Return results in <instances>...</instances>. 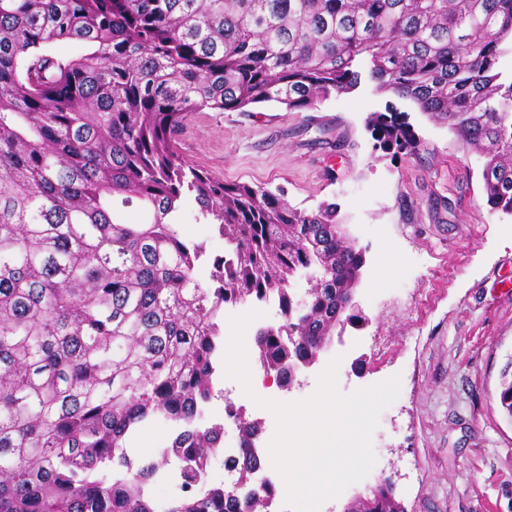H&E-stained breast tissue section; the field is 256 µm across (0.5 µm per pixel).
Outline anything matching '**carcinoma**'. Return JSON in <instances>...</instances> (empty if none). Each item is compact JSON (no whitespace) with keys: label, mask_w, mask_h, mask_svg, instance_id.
<instances>
[{"label":"carcinoma","mask_w":512,"mask_h":512,"mask_svg":"<svg viewBox=\"0 0 512 512\" xmlns=\"http://www.w3.org/2000/svg\"><path fill=\"white\" fill-rule=\"evenodd\" d=\"M70 41L91 51L54 53ZM506 42L512 0H0V512H267L268 485L191 490L224 445L223 426L200 424L224 309L276 298L284 323L257 331L260 363L311 362L364 257L336 237L335 205L307 212L188 164L180 124L312 111L365 77L479 151L487 203L512 215ZM367 129L384 151L418 146L391 107ZM187 196L227 245L207 285L202 247L172 230ZM133 204L146 222L119 219ZM496 398L512 418V361ZM236 418L228 468L246 487L262 421ZM154 420L177 430L146 457L133 440ZM173 459L182 494L160 505L148 486ZM390 509L384 488L349 506Z\"/></svg>","instance_id":"carcinoma-1"}]
</instances>
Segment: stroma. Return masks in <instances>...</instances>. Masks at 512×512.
Returning <instances> with one entry per match:
<instances>
[{"label":"stroma","mask_w":512,"mask_h":512,"mask_svg":"<svg viewBox=\"0 0 512 512\" xmlns=\"http://www.w3.org/2000/svg\"><path fill=\"white\" fill-rule=\"evenodd\" d=\"M391 104L414 128L412 153L374 146L366 119ZM177 146L189 164L230 182L282 189L296 208L336 204L364 255L357 287L364 323L346 327L292 388L263 370L252 346L253 396L228 387L248 416L262 420L265 446L275 419L255 397L306 398L335 358L345 394L399 376V395L372 434L374 467L320 512H343L384 475L406 512H512V418L496 401L512 361V215L487 205L482 157L366 80L312 118L268 104L190 113ZM174 230L203 245L198 277L208 281L223 238L190 199Z\"/></svg>","instance_id":"obj_1"}]
</instances>
